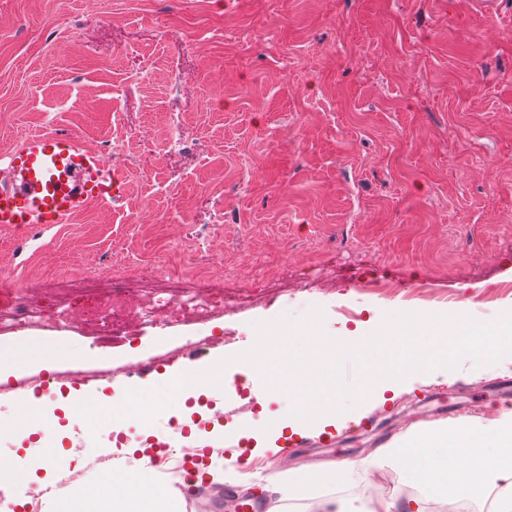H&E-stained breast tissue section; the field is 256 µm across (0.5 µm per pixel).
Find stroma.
Returning a JSON list of instances; mask_svg holds the SVG:
<instances>
[{"mask_svg":"<svg viewBox=\"0 0 512 512\" xmlns=\"http://www.w3.org/2000/svg\"><path fill=\"white\" fill-rule=\"evenodd\" d=\"M496 2L488 14L474 0H0V155L28 133L72 132L126 177L113 203L65 223L0 226V282L48 315L55 284L79 286L62 328L0 336V348L32 347L0 393V459L17 448L23 378L42 376L59 399L108 391L80 373L117 368L122 389L164 398V375L237 360L276 321L291 330L295 388L331 387L347 406L365 364L319 372L306 325L367 334L399 313L462 307L489 325L511 309L512 0ZM116 275L143 303L211 287L251 301L191 321L161 308L153 329L134 320L115 340L85 310ZM234 385L211 395L241 426L288 409L266 378ZM508 410L512 356L466 354L279 455L251 457L240 441L246 461L212 459L225 480L192 489L186 512H236L249 495L315 512L269 471L359 461L419 425H487ZM331 491L435 502L390 459L367 489Z\"/></svg>","mask_w":512,"mask_h":512,"instance_id":"35a3bbf8","label":"stroma"}]
</instances>
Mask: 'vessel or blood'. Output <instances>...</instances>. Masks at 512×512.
Masks as SVG:
<instances>
[{"mask_svg":"<svg viewBox=\"0 0 512 512\" xmlns=\"http://www.w3.org/2000/svg\"><path fill=\"white\" fill-rule=\"evenodd\" d=\"M121 187L76 134L33 133L0 159V225L60 224Z\"/></svg>","mask_w":512,"mask_h":512,"instance_id":"1","label":"vessel or blood"}]
</instances>
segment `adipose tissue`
Returning a JSON list of instances; mask_svg holds the SVG:
<instances>
[{"mask_svg": "<svg viewBox=\"0 0 512 512\" xmlns=\"http://www.w3.org/2000/svg\"><path fill=\"white\" fill-rule=\"evenodd\" d=\"M303 333L313 351L323 356L359 358L374 350L369 378L358 390L359 400L352 406L340 405L335 393L323 390L301 392L288 414L257 429L244 430L254 441L253 456L277 455L284 431L304 434L312 429L336 427L357 420L363 410L362 398H377L384 391H398L415 375H426L447 366L462 353L487 356L512 354V309L488 326L471 323L465 315L410 312L386 320L371 340L353 335L329 336L307 325ZM288 331L279 324H264L258 330V346L242 362L251 370L264 372L271 359L286 355ZM235 365L223 360L202 370L191 369L167 376L166 384L175 398L173 412L184 408L187 398L206 393L214 375H222V388L232 386ZM158 404L152 391L128 395H96L83 398L81 405L98 428L119 429L125 414L147 419ZM465 453L466 465L457 469L447 462L449 449ZM408 476L429 487L435 497L446 503L461 504L479 491L492 489L499 504L497 512H512V411L502 413L491 424L478 427L466 421L436 424L416 431L390 448ZM370 461L332 464L316 471H284L276 483L290 496L309 495L320 485H333L356 477H365ZM11 468L25 482L28 491L39 494L49 512H186L184 493L171 490L168 474L151 466L148 455H136L126 449L124 457L101 462L77 453L60 454L49 462L19 456ZM91 469L98 481L85 498H76L72 488H61L63 479ZM318 512H427L424 501L415 500L398 509L394 498L344 499L320 497Z\"/></svg>", "mask_w": 512, "mask_h": 512, "instance_id": "obj_1", "label": "adipose tissue"}]
</instances>
